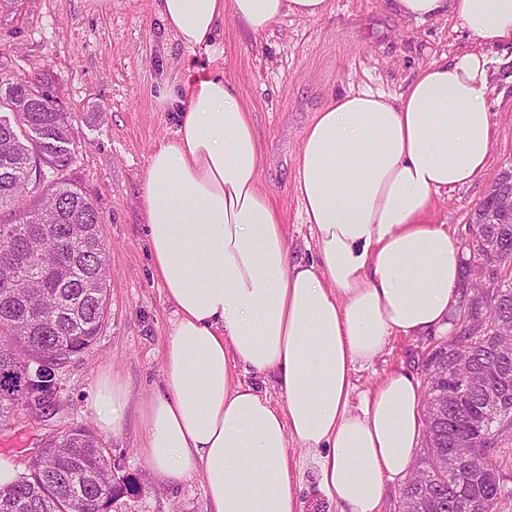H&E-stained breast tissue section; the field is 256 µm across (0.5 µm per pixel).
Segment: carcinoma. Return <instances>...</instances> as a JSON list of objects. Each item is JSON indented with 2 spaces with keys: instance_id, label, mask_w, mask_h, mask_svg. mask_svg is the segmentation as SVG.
Returning a JSON list of instances; mask_svg holds the SVG:
<instances>
[{
  "instance_id": "carcinoma-1",
  "label": "carcinoma",
  "mask_w": 512,
  "mask_h": 512,
  "mask_svg": "<svg viewBox=\"0 0 512 512\" xmlns=\"http://www.w3.org/2000/svg\"><path fill=\"white\" fill-rule=\"evenodd\" d=\"M17 125L41 129V136L20 140L11 124L0 121V213L19 214L0 223V418L21 394L49 404L55 392L53 368L87 350L98 336L107 310L109 259L100 235V216L91 198L58 177L71 151L55 156L52 144L73 140V116L57 109L51 92L35 79L6 93ZM57 181L41 192L42 202L25 206L40 188L45 170ZM491 193L469 213L479 236V251L512 264V219L495 221ZM85 231L95 247L74 255L69 239ZM470 319L455 326L448 340L425 360L423 405L444 409L438 451L425 449L421 466L404 485L406 497L423 501V512H497L512 497L503 492L506 474L487 437L512 430V352L492 347L493 324L512 323V281L487 294L462 293ZM39 361L35 372L18 353ZM487 368L498 399L489 402L470 392L468 370ZM55 451L37 456L31 472L0 489V512H81V500L109 512L126 491L112 477L104 443L91 429L76 425L50 442Z\"/></svg>"
}]
</instances>
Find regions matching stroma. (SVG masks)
<instances>
[{"mask_svg": "<svg viewBox=\"0 0 512 512\" xmlns=\"http://www.w3.org/2000/svg\"><path fill=\"white\" fill-rule=\"evenodd\" d=\"M456 19L413 23L386 0H330L320 18L286 16L252 37L225 20L211 50L190 52L167 32L153 0H22L0 15V94L34 75L48 81L57 108L75 117L70 182L92 198L112 270L108 312L95 342L55 370V394L42 415L14 406L0 424V455L27 472L33 451L74 424L98 430L91 398L117 376L128 392L121 432L105 435L121 475L137 489L116 512H206L201 477L177 487L155 478L139 409L164 389L163 354L174 311L154 275L139 193L154 146L178 127L179 105L164 98L174 80L224 74L260 136V180L286 224L288 244L310 260L314 232L296 192V155L316 112L350 90L399 96L426 65L471 49ZM492 144L474 182L437 196L433 223L461 239L471 209L491 179L512 164V46L489 52ZM442 336H392L368 367L355 372L351 404L388 374H420Z\"/></svg>", "mask_w": 512, "mask_h": 512, "instance_id": "stroma-1", "label": "stroma"}]
</instances>
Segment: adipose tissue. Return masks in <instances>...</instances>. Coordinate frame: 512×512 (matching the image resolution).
<instances>
[{
  "label": "adipose tissue",
  "mask_w": 512,
  "mask_h": 512,
  "mask_svg": "<svg viewBox=\"0 0 512 512\" xmlns=\"http://www.w3.org/2000/svg\"><path fill=\"white\" fill-rule=\"evenodd\" d=\"M423 23L454 17L477 47L424 67L391 99H330L297 154L296 190L317 258L293 259L260 185L257 131L221 74L174 85L178 127L149 159L140 207L154 273L175 321L166 390L140 410L148 462L165 485L204 480L208 512H303L312 467L337 512H381L422 436L423 391L389 374L352 408L353 372L391 336L448 332L461 253L425 216L441 191L484 173L492 133L488 47L512 44V0H389ZM329 0H155L185 49L209 47L225 19L257 36ZM270 377L283 403L245 382ZM115 379L92 401L103 432L122 429ZM304 459L288 456L289 443Z\"/></svg>",
  "instance_id": "1"
}]
</instances>
